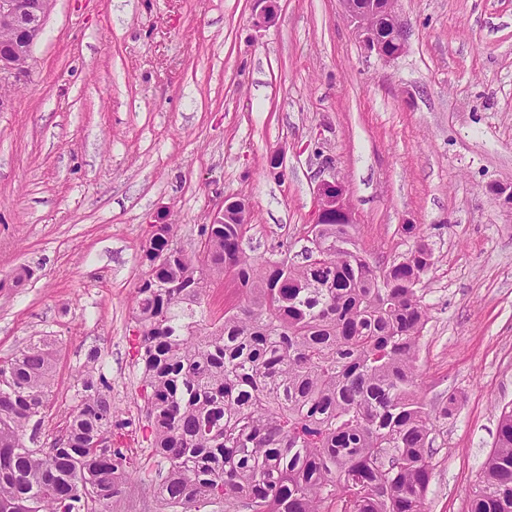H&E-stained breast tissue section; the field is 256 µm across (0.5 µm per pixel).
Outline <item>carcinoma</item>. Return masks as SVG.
<instances>
[{
  "label": "carcinoma",
  "instance_id": "1",
  "mask_svg": "<svg viewBox=\"0 0 512 512\" xmlns=\"http://www.w3.org/2000/svg\"><path fill=\"white\" fill-rule=\"evenodd\" d=\"M235 206L200 227L195 251L171 224L151 225L144 248L135 322L160 512H427L417 285L433 254L417 225L405 226L414 248L385 269L334 218L311 225L315 255L296 262L283 241L256 261ZM217 277L244 303L203 333L196 315ZM56 356L42 339L0 360V512H105L136 472L104 445L130 422L95 352L62 433L42 441ZM467 512H512V406Z\"/></svg>",
  "mask_w": 512,
  "mask_h": 512
}]
</instances>
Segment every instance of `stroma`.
<instances>
[{
	"label": "stroma",
	"instance_id": "obj_1",
	"mask_svg": "<svg viewBox=\"0 0 512 512\" xmlns=\"http://www.w3.org/2000/svg\"><path fill=\"white\" fill-rule=\"evenodd\" d=\"M268 4L274 22L255 28ZM396 8L407 47L384 60L340 0H54L0 109V358L55 339L50 437L98 352L142 469L107 512H156L132 303L151 225L191 251L240 200L248 255L301 250L326 156L373 265L409 253L407 224L433 251L416 360L436 415L428 512H467L512 404V209L492 192L512 184V0ZM241 298L215 281L201 329ZM451 394L456 411L438 417Z\"/></svg>",
	"mask_w": 512,
	"mask_h": 512
}]
</instances>
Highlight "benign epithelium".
<instances>
[{"mask_svg": "<svg viewBox=\"0 0 512 512\" xmlns=\"http://www.w3.org/2000/svg\"><path fill=\"white\" fill-rule=\"evenodd\" d=\"M345 14L354 26L355 32L369 52L382 59H393L400 55L406 45L403 28H398L396 46H386L379 42L374 34L373 18L378 5L374 0H341ZM51 0H0V21L11 27L17 35V43L0 44V85L7 86L18 80L21 72L14 61L20 45L29 50L33 47L44 27ZM334 163L326 157L322 168L329 171V177L321 179L316 187V210L314 223L322 224L328 215H335L343 224L355 223L353 209L350 206L345 186L332 173Z\"/></svg>", "mask_w": 512, "mask_h": 512, "instance_id": "obj_1", "label": "benign epithelium"}]
</instances>
